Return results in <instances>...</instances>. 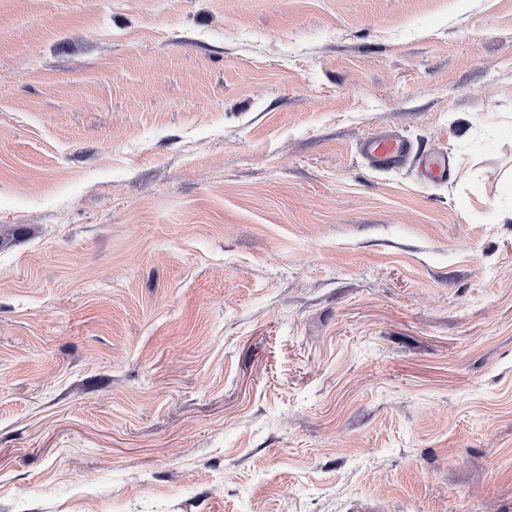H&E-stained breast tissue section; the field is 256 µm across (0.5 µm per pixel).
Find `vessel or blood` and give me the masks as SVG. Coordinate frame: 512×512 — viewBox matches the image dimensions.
<instances>
[{"label":"vessel or blood","instance_id":"obj_1","mask_svg":"<svg viewBox=\"0 0 512 512\" xmlns=\"http://www.w3.org/2000/svg\"><path fill=\"white\" fill-rule=\"evenodd\" d=\"M363 158L375 169L403 167L410 158H417L424 177L433 182L451 178L454 164L447 152L415 154L412 144L403 136L384 131L367 138L360 147Z\"/></svg>","mask_w":512,"mask_h":512}]
</instances>
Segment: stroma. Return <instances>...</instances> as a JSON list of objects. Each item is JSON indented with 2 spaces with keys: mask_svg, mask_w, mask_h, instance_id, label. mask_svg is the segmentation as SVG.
Segmentation results:
<instances>
[{
  "mask_svg": "<svg viewBox=\"0 0 512 512\" xmlns=\"http://www.w3.org/2000/svg\"><path fill=\"white\" fill-rule=\"evenodd\" d=\"M511 207L512 0H0V512H512ZM363 158L375 169L391 170L403 167L412 156V144L403 136L383 131L367 138L360 147ZM424 177L433 182L447 181L454 172V164L448 152L431 154L415 153Z\"/></svg>",
  "mask_w": 512,
  "mask_h": 512,
  "instance_id": "1",
  "label": "stroma"
}]
</instances>
